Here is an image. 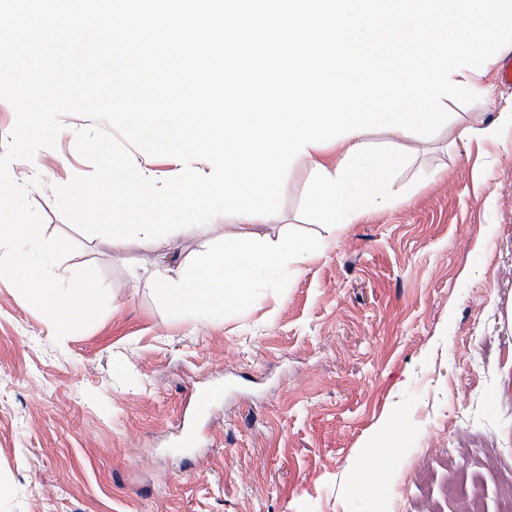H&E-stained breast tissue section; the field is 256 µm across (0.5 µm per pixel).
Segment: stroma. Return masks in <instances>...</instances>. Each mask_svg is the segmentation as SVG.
I'll return each instance as SVG.
<instances>
[{"mask_svg":"<svg viewBox=\"0 0 512 512\" xmlns=\"http://www.w3.org/2000/svg\"><path fill=\"white\" fill-rule=\"evenodd\" d=\"M449 102L406 153L396 203L328 242L312 171L283 184L270 238L315 258L243 287L260 304L173 313L170 267L222 248L218 220L170 251L95 245L55 186L89 174L71 138L40 149L28 185L44 234L74 242L54 268H98L106 310L55 340L0 278V512H498L512 475V84ZM496 137L459 138L462 126ZM386 457L376 475L368 454ZM468 500L448 494L457 468Z\"/></svg>","mask_w":512,"mask_h":512,"instance_id":"stroma-1","label":"stroma"}]
</instances>
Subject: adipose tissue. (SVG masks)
Here are the masks:
<instances>
[{
	"label": "adipose tissue",
	"mask_w": 512,
	"mask_h": 512,
	"mask_svg": "<svg viewBox=\"0 0 512 512\" xmlns=\"http://www.w3.org/2000/svg\"><path fill=\"white\" fill-rule=\"evenodd\" d=\"M363 147V136L353 135L329 147L308 148L304 156L315 171L312 198L321 204L320 219L329 230L363 217L360 200L381 206L394 200L384 176L397 168V157L387 152L368 154ZM308 259V245L297 239L264 238L247 248L228 242L200 263L172 270L160 288L178 310L192 305L221 306L247 276L273 271L285 262L300 265Z\"/></svg>",
	"instance_id": "adipose-tissue-1"
}]
</instances>
